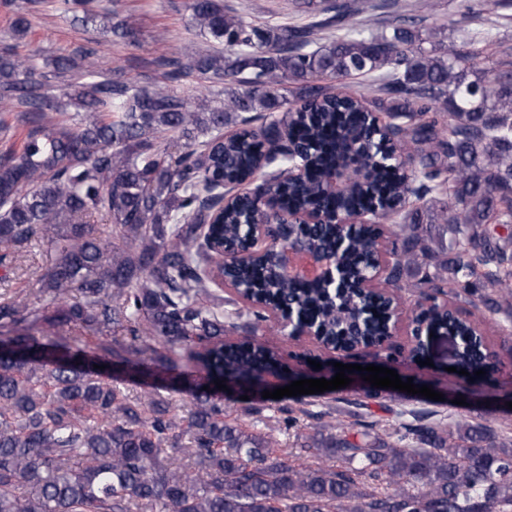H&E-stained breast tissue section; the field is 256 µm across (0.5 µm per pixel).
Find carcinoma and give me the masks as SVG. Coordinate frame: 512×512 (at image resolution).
<instances>
[{
    "instance_id": "1",
    "label": "carcinoma",
    "mask_w": 512,
    "mask_h": 512,
    "mask_svg": "<svg viewBox=\"0 0 512 512\" xmlns=\"http://www.w3.org/2000/svg\"><path fill=\"white\" fill-rule=\"evenodd\" d=\"M298 5L313 21L254 23L223 0H190L192 27L227 53L165 65L173 82L193 70L224 81L214 106L114 78L92 48L77 50L80 65L55 58L49 73L33 57L0 52V103L25 107L26 125L20 148L0 154V265L46 246L39 293L53 301H0V342L13 349L0 355V512H130L134 503L150 512H512L511 423L402 411L394 424L346 425L321 411L293 444L302 461L273 456V437L224 414L214 380L299 376L256 336L270 305L316 326L331 351L385 332L376 314L363 335H342L366 300L279 276L268 252L221 262L224 243L247 225L237 204L217 205L258 174V188L287 207L378 209L387 287L417 293L436 330H471L470 319L448 321L446 297L471 304L477 294L512 322V69L474 70L489 32L467 29V52L441 40L427 49L422 17L374 31L373 0ZM61 8L83 27L133 35L109 9L90 13L84 0ZM76 68L81 81L55 95L50 78ZM255 120L259 129L245 128ZM231 124L238 129L224 135ZM283 133L305 149L298 183L288 179ZM355 143L370 152L347 186L328 192L343 147ZM98 215L128 248L91 224ZM267 219L273 248L290 246L293 234L350 278L365 273L372 231L343 240L334 224ZM220 279L246 292L226 300ZM66 326L121 338L92 341ZM243 327L248 335L224 340ZM455 362L471 377L489 371L470 350ZM152 372L158 379L134 400L116 384ZM163 390L192 395L185 414ZM185 442L193 468L164 456Z\"/></svg>"
}]
</instances>
